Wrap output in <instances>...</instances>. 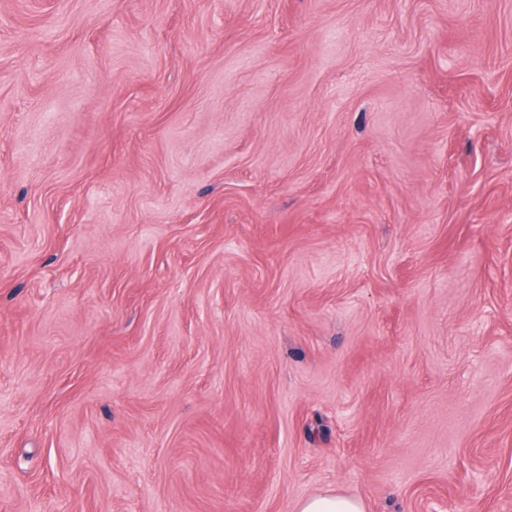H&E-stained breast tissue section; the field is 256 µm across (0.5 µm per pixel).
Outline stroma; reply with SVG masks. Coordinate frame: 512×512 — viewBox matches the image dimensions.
I'll return each instance as SVG.
<instances>
[{"mask_svg": "<svg viewBox=\"0 0 512 512\" xmlns=\"http://www.w3.org/2000/svg\"><path fill=\"white\" fill-rule=\"evenodd\" d=\"M512 512V0H0V512ZM296 512H366V506L359 498L326 491L301 500Z\"/></svg>", "mask_w": 512, "mask_h": 512, "instance_id": "35a3bbf8", "label": "stroma"}]
</instances>
